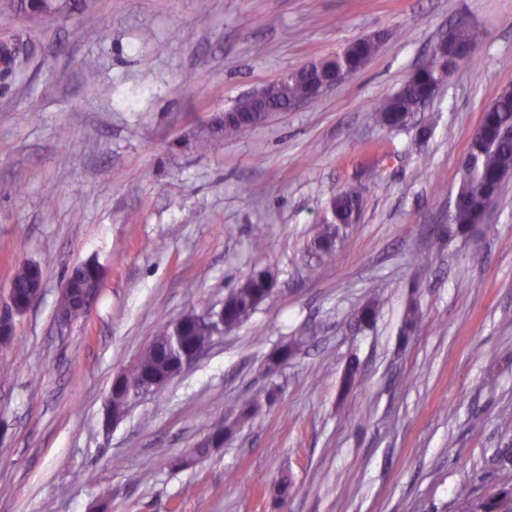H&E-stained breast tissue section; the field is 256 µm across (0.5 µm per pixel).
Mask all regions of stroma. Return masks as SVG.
<instances>
[{"label":"stroma","mask_w":512,"mask_h":512,"mask_svg":"<svg viewBox=\"0 0 512 512\" xmlns=\"http://www.w3.org/2000/svg\"><path fill=\"white\" fill-rule=\"evenodd\" d=\"M461 19L484 33L474 67L379 126L376 102ZM373 35L377 54L317 103L197 152L244 92ZM16 46L25 63L0 68V291L25 261L44 285L0 346V512H459L512 482L496 461L512 441V179L469 240H437L471 135L512 87V0H98L93 26L16 6L0 50ZM348 187L360 219L315 254ZM89 261L102 284L60 328L65 277ZM260 271L276 289L247 320L105 425L114 379L163 326ZM222 424L223 447L189 461Z\"/></svg>","instance_id":"1"}]
</instances>
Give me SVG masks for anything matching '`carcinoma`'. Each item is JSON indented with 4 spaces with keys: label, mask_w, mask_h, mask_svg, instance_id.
<instances>
[{
    "label": "carcinoma",
    "mask_w": 512,
    "mask_h": 512,
    "mask_svg": "<svg viewBox=\"0 0 512 512\" xmlns=\"http://www.w3.org/2000/svg\"><path fill=\"white\" fill-rule=\"evenodd\" d=\"M67 2L68 0H62V3L54 5L52 0H25L21 7L33 17L49 18L62 12L67 7ZM455 36L467 51L456 55L447 64L443 62L440 53H435L433 64L414 71L399 91L382 98L375 109V117L380 125L398 127V123L415 110L435 82L445 74L452 75L472 62L482 41L481 32L472 26L460 24ZM373 51V40L359 38L350 43L346 56L336 55V66H345L351 74L356 75ZM328 67L329 64L323 62L313 64L299 74H290L286 86L269 94V109L273 112L288 110L289 101L305 96L310 81ZM507 170L512 172V93L502 92L484 110L480 125L470 138L461 164L460 182L448 202V225L442 230L443 236L452 239L468 235L482 219L486 208L494 203L501 189L500 175ZM361 205L362 194L355 188L331 195L325 206L328 217L319 226L314 238L316 250L328 254L331 240L343 241V231L356 223ZM95 268L93 263L74 267L68 277L70 287H79ZM32 271V263L19 264L11 279L14 288L25 289ZM263 288V282L252 276L231 289L233 313L224 318V324L231 326L254 311L255 302L262 296ZM377 313V300L374 299L357 312L355 320L360 325L369 326L375 321ZM420 321L417 304L409 303L403 316V331L407 334L415 331ZM171 329L172 326L169 325L155 337L157 344L149 345L144 351L131 373V379H136L141 373L159 372L170 366L172 358L166 351L165 339L170 336ZM180 333L183 342L194 348L204 349L212 340L211 331L202 315L193 310L180 317ZM224 435L223 431L212 433L207 442L192 449L193 458H202L211 449L224 445ZM460 512H512V487L489 486L481 494L464 499Z\"/></svg>",
    "instance_id": "obj_1"
}]
</instances>
